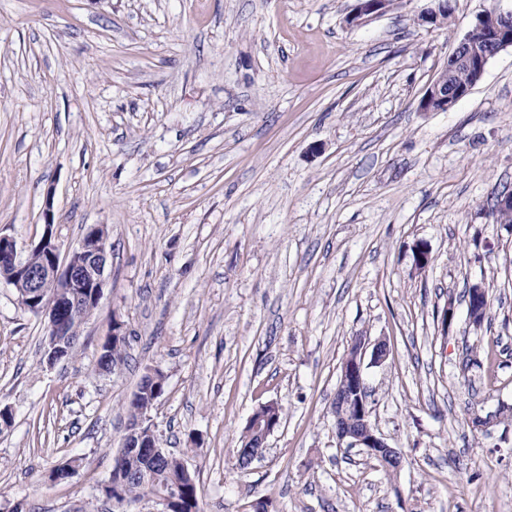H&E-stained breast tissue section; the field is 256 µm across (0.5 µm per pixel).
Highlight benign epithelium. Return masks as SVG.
<instances>
[{"instance_id": "obj_1", "label": "benign epithelium", "mask_w": 512, "mask_h": 512, "mask_svg": "<svg viewBox=\"0 0 512 512\" xmlns=\"http://www.w3.org/2000/svg\"><path fill=\"white\" fill-rule=\"evenodd\" d=\"M428 2L418 16L419 23L436 27L440 15L451 8L452 0ZM388 10V0H356L345 23L357 27ZM509 47L512 48V10L492 8L477 15L471 29L453 45L437 77L427 86L419 100V110L448 111L472 90L470 86L455 85L454 72L467 68L474 71L479 80L489 61ZM53 226L54 222L45 221L43 235L30 247L23 260L18 256L15 241L0 234V282L16 289L24 307L33 304L38 312L48 315L45 356L50 365L68 356L72 316L79 313L86 317L97 307L106 284L109 255L104 225L90 226L79 243L66 250L62 249ZM487 306L485 289L478 284L471 286L467 308L473 324H479ZM368 352L371 353L370 363L376 365L383 364L390 355L386 341L373 342L369 337L361 336L356 348L344 359L340 382L342 388H348L350 392L341 403L340 411L355 415V421L336 424V438L347 448H361L377 456L383 467L395 475L402 467V458L377 433L371 421L372 410L364 376V358ZM129 448L138 450L149 461L165 453L159 445L151 416L143 411L129 425L120 452Z\"/></svg>"}]
</instances>
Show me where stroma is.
<instances>
[{
  "mask_svg": "<svg viewBox=\"0 0 512 512\" xmlns=\"http://www.w3.org/2000/svg\"><path fill=\"white\" fill-rule=\"evenodd\" d=\"M453 2L438 28L417 21L427 0L351 28L355 0H0V233L27 252L49 200L62 244L102 224L111 245L55 364L45 317L0 282V512H112L103 488L150 368L161 446L203 512H512V420L492 417L512 407V225L487 210L512 186V48L448 111L418 109L476 16L512 0ZM116 316L128 361L104 373ZM359 335L390 349L365 378L404 456L394 477L336 439ZM467 347L482 365L465 377ZM271 401L281 423L238 469Z\"/></svg>",
  "mask_w": 512,
  "mask_h": 512,
  "instance_id": "obj_1",
  "label": "stroma"
}]
</instances>
